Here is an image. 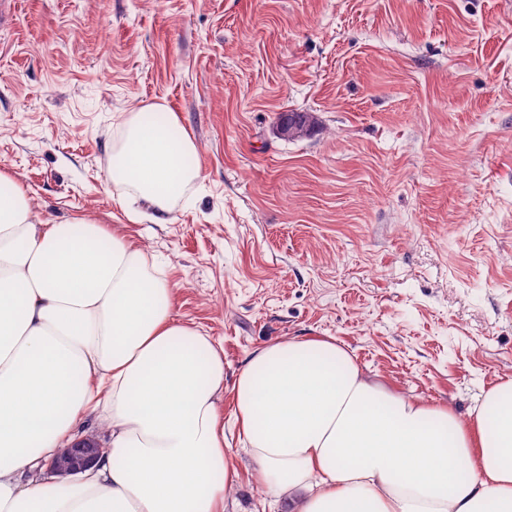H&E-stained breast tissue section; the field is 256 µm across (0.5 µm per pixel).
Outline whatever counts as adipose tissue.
I'll use <instances>...</instances> for the list:
<instances>
[{
	"mask_svg": "<svg viewBox=\"0 0 512 512\" xmlns=\"http://www.w3.org/2000/svg\"><path fill=\"white\" fill-rule=\"evenodd\" d=\"M112 182L165 223L201 176L175 113L119 123ZM146 251L91 216L44 221L0 173V512H224L236 473L225 392L257 483L290 512H512V381L468 418L391 392L331 339L254 351L232 386L224 350L176 319ZM95 416L97 463L30 473Z\"/></svg>",
	"mask_w": 512,
	"mask_h": 512,
	"instance_id": "ef3b65f1",
	"label": "adipose tissue"
}]
</instances>
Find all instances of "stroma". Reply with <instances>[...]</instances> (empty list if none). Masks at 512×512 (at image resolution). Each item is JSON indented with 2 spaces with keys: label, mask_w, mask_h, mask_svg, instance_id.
Wrapping results in <instances>:
<instances>
[{
  "label": "stroma",
  "mask_w": 512,
  "mask_h": 512,
  "mask_svg": "<svg viewBox=\"0 0 512 512\" xmlns=\"http://www.w3.org/2000/svg\"><path fill=\"white\" fill-rule=\"evenodd\" d=\"M158 103L201 166L164 224L109 173ZM288 110L319 131L277 137ZM1 172L144 247L225 385L288 337L463 417L512 380V0H11ZM227 438L224 512H288Z\"/></svg>",
  "instance_id": "stroma-1"
}]
</instances>
